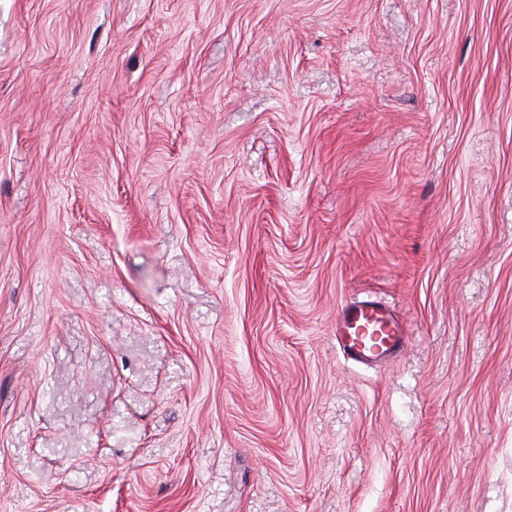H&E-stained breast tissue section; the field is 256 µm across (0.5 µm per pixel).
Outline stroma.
Returning <instances> with one entry per match:
<instances>
[{
  "label": "stroma",
  "instance_id": "1",
  "mask_svg": "<svg viewBox=\"0 0 512 512\" xmlns=\"http://www.w3.org/2000/svg\"><path fill=\"white\" fill-rule=\"evenodd\" d=\"M0 512H512V0H0ZM336 335L340 347L353 360L372 361L394 354L403 331L390 309L379 300H361L342 308Z\"/></svg>",
  "mask_w": 512,
  "mask_h": 512
}]
</instances>
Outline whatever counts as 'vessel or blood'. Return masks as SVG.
Listing matches in <instances>:
<instances>
[{
  "label": "vessel or blood",
  "instance_id": "b4317fda",
  "mask_svg": "<svg viewBox=\"0 0 512 512\" xmlns=\"http://www.w3.org/2000/svg\"><path fill=\"white\" fill-rule=\"evenodd\" d=\"M336 333L344 353L357 361L391 356L403 341L402 328L390 309L372 299L343 307Z\"/></svg>",
  "mask_w": 512,
  "mask_h": 512
}]
</instances>
